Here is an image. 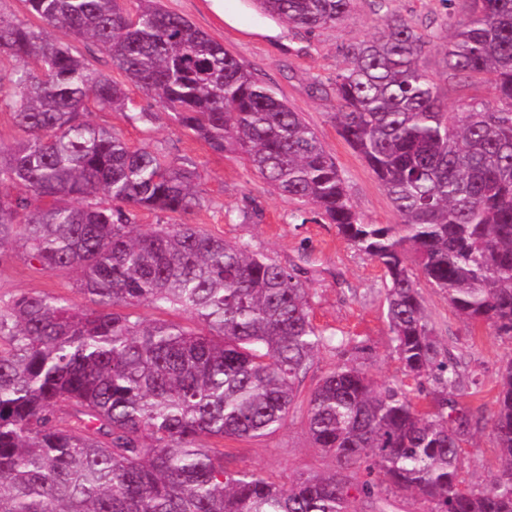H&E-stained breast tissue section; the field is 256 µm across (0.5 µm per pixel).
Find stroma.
<instances>
[{"instance_id": "stroma-1", "label": "stroma", "mask_w": 512, "mask_h": 512, "mask_svg": "<svg viewBox=\"0 0 512 512\" xmlns=\"http://www.w3.org/2000/svg\"><path fill=\"white\" fill-rule=\"evenodd\" d=\"M172 12L187 17L197 28L223 43L225 50L260 80L274 87L289 106L303 114L327 152L335 159L353 205L374 224H394L398 216L383 187L361 157L341 137L331 117L332 81L344 64L347 46L375 35L380 14L374 0H353L340 23L312 32L264 15L259 0H231V16H220L211 0H162ZM392 15L429 35L423 54L428 72L439 78L446 111L454 112L471 98L488 97L478 79L443 80L444 48L449 19H462L463 0H389ZM94 123L114 129L134 148L147 146L168 158L192 164L199 175L202 205L189 215V223L229 241L247 243L251 250L284 266L298 267L311 293L314 323L350 342L338 350L322 351L303 378L301 389L310 392L337 366L357 362L377 384L401 385L417 391L397 359L384 315V277L379 266L359 254L323 221L300 222L295 215L302 204L279 196L237 152H214L208 144L182 129L170 113H154L147 122L125 113L93 111ZM250 206L257 218L243 220L240 211ZM69 271L51 273L31 265L19 254L0 259V300L23 293L68 296L76 306L85 299ZM429 322L443 351L456 357L473 386L462 402L490 415L498 392L501 366L512 358V339L496 336L482 322L466 324L449 307L446 294L423 287ZM232 470H247L285 486L302 474L332 470L336 461L313 448L304 420L293 417L275 433L262 438H227L220 443ZM502 466V454L492 435L478 434L464 447L461 477L466 484H488Z\"/></svg>"}]
</instances>
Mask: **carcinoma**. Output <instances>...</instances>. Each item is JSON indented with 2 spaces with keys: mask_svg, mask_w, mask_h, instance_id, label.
<instances>
[{
  "mask_svg": "<svg viewBox=\"0 0 512 512\" xmlns=\"http://www.w3.org/2000/svg\"><path fill=\"white\" fill-rule=\"evenodd\" d=\"M24 2L39 24L0 16V112L21 131L0 147V257L74 272L88 305L49 293L0 303V512H351L350 489L372 499L382 484L429 512H512V360L489 420L461 406L465 378L438 360L420 283L512 339V0H466L448 23L444 79L481 78L491 95L459 112L443 110L421 64L427 39L409 22L386 15L346 47L332 118L397 224L366 221L302 113L161 0ZM351 2L262 8L314 31ZM49 28L91 44L183 129L244 154L375 261L393 350L408 376L435 384L429 407L347 364L301 397L315 357L347 340L313 323L297 269L195 224H137L142 210L199 208L195 168L95 124L91 108L124 112L128 97ZM145 304L191 323L146 321ZM298 409L340 472L279 486L203 444L265 437ZM486 428L505 463L467 485L463 445Z\"/></svg>",
  "mask_w": 512,
  "mask_h": 512,
  "instance_id": "carcinoma-1",
  "label": "carcinoma"
}]
</instances>
